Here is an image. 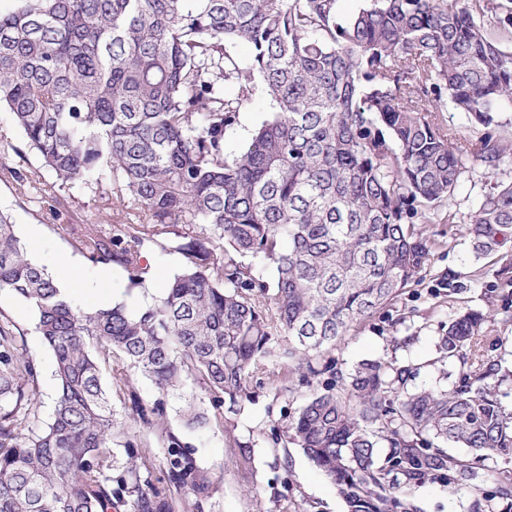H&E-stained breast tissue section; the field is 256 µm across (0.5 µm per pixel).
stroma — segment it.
<instances>
[{
    "instance_id": "1",
    "label": "stroma",
    "mask_w": 512,
    "mask_h": 512,
    "mask_svg": "<svg viewBox=\"0 0 512 512\" xmlns=\"http://www.w3.org/2000/svg\"><path fill=\"white\" fill-rule=\"evenodd\" d=\"M273 110L269 96L257 93L240 111L228 131L224 152L227 159L239 156L249 145L257 127ZM22 142L12 115L0 110V212L8 214L17 236L28 240L38 234L33 257L50 273H58L60 258H68L76 286L68 287L73 304L92 308L101 273H109V302L139 308L162 295L178 267L176 255L146 252L151 275L144 287L130 288L126 272L118 266L89 265L75 244L90 225L110 231L113 224L135 221L134 210L108 208L93 191L80 187L60 201L42 199L39 191L19 189L9 168L41 171L34 155L19 157L14 148ZM512 181V160L494 172L480 164L468 165L449 211L439 212L423 224L432 248L424 271L403 290L393 304L356 324L328 350L324 358L339 371H347L365 359L396 358L416 367L410 388L455 385L462 367L448 360L444 369L431 367L438 356V342L459 313L472 308L489 316L492 332L484 347L497 360L504 382L499 397L512 406V269H505L499 254L476 256L468 232L467 215L491 184ZM456 221H449V212ZM0 314L5 315L17 338L19 353L32 360L37 371L39 404L31 424L43 426L50 418L58 394L51 353L34 330V313L11 292L0 289ZM252 398L239 414H225L238 437L254 445V460L243 466L221 430L190 431L184 428L176 401L167 403V425L181 441V451L190 455L200 474L207 478V495H196L171 478L172 451L164 447L157 429L133 422L130 402L113 398L116 419L107 476L119 478L129 464H136L144 491L165 500L171 512H346L336 487L308 461L302 450L286 443L282 429L313 387L296 386L294 393L277 390L266 373H257L250 385ZM493 490L484 482L481 490L469 486L437 483L412 490L409 497L417 512H489L485 496Z\"/></svg>"
}]
</instances>
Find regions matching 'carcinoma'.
Returning <instances> with one entry per match:
<instances>
[{"label": "carcinoma", "instance_id": "1", "mask_svg": "<svg viewBox=\"0 0 512 512\" xmlns=\"http://www.w3.org/2000/svg\"><path fill=\"white\" fill-rule=\"evenodd\" d=\"M12 2L0 11V109L23 133L14 152L55 175L45 190L55 201L78 184L141 213L110 232L89 227L77 241L88 263L122 267L133 286L150 275V247L179 264L140 311L80 309L0 212V289L33 310L59 385L50 421L29 428L36 369L0 321V512H111L103 468L115 423L101 366L121 384L130 369L154 382V401L130 395L133 419L163 422L174 396L188 428H222L278 335L288 374H329L285 433L347 512H413L408 493L426 483L479 490L476 467L433 438L512 463V410L482 312H462L440 339L443 357L467 365L451 389L409 391L412 371L393 358L347 374L321 362L424 269L416 224L452 200L466 161L494 170L512 156L492 133L498 103L512 102V52L469 5L370 0L344 18L338 0ZM239 42L252 47L247 62L231 51ZM258 77L275 111L228 162L226 134ZM450 103L485 133L458 144L437 119ZM467 223L479 256L512 243V181L495 183ZM170 472L208 493L189 457L174 455ZM139 481L134 466L119 480L137 491L131 512H169ZM488 500L512 512V468L498 470Z\"/></svg>", "mask_w": 512, "mask_h": 512}]
</instances>
